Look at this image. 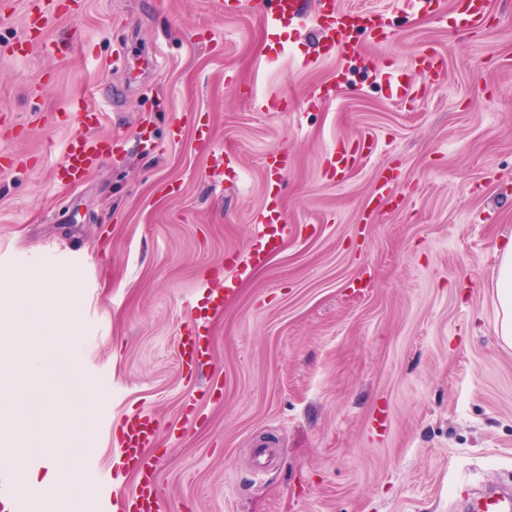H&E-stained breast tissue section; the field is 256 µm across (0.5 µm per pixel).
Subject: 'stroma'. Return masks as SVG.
Instances as JSON below:
<instances>
[{
	"instance_id": "35a3bbf8",
	"label": "stroma",
	"mask_w": 512,
	"mask_h": 512,
	"mask_svg": "<svg viewBox=\"0 0 512 512\" xmlns=\"http://www.w3.org/2000/svg\"><path fill=\"white\" fill-rule=\"evenodd\" d=\"M69 2L25 54L29 0L0 19V150L39 159L0 173V289L18 275L71 299L70 355L105 399L82 448L100 474L115 469L113 428L149 412L161 512H458L457 484L512 481V347L494 330L496 248L512 239V0L453 34L403 0H339L387 12L390 35L358 36L374 71L318 101L342 60L314 10L271 28L213 0ZM430 47L446 58L437 85L414 66ZM397 69L417 90L406 103ZM282 94L287 107L259 110ZM87 104L100 135L150 117L157 148L128 137L72 189L53 171ZM204 136L230 156L223 172ZM363 137L373 150L333 177L330 148ZM271 150L288 153L286 175L264 165ZM388 168L398 202L371 210ZM273 204L291 233L192 323L186 302L206 303L204 281ZM194 329L210 360L190 376L178 343ZM261 448L274 454L257 478Z\"/></svg>"
}]
</instances>
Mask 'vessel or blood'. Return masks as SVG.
I'll use <instances>...</instances> for the list:
<instances>
[{
  "label": "vessel or blood",
  "mask_w": 512,
  "mask_h": 512,
  "mask_svg": "<svg viewBox=\"0 0 512 512\" xmlns=\"http://www.w3.org/2000/svg\"><path fill=\"white\" fill-rule=\"evenodd\" d=\"M253 12L264 23L277 25L291 20L300 12V0H249ZM317 32L326 51L344 58L360 59L361 50L356 37L359 33L369 34L375 42H383L390 27L389 17L383 11H348L341 9L337 0H315ZM64 0H43L37 13L28 14L26 28L31 35L22 39L25 48L37 45V31L57 13L63 12ZM487 16V0H452L451 29L475 30L482 27ZM420 73L439 77L445 71L443 57L435 50L428 49L415 60ZM101 113L94 107L84 108L81 114L82 132L73 136L66 148V159L56 171L58 181L69 186H78L83 178L112 155L115 137L95 135ZM289 227L278 212H262L256 226L255 236L246 251L248 264L263 263L275 249L278 239L287 235ZM232 282L223 287L211 289L208 305H189L192 319H206L209 309H216L224 303V293L232 289ZM178 356L183 369L193 373L206 363L207 348L202 337L190 334L180 339ZM159 426L149 414L137 413L125 417L117 430L116 439L124 465L136 469L140 481L129 501L115 499L111 479L96 480L91 502L93 512H160L159 492L156 482L157 463L146 458L143 450L155 439ZM73 502L60 495L46 500L43 493L32 489L22 478L19 469L0 468V512H72ZM475 512H512V495L492 493L479 499L474 505Z\"/></svg>",
  "instance_id": "1"
}]
</instances>
